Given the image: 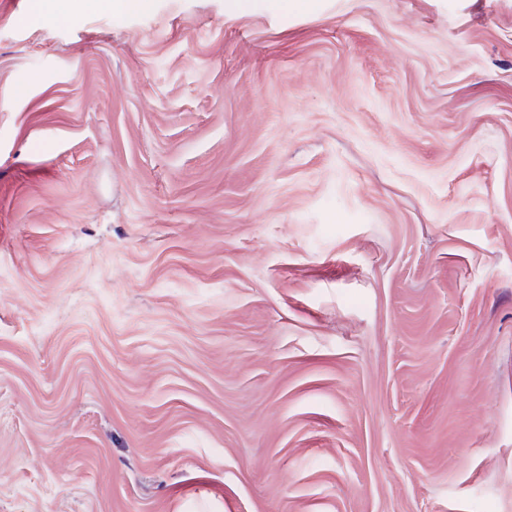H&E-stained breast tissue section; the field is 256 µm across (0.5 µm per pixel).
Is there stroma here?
<instances>
[{
  "label": "stroma",
  "instance_id": "obj_1",
  "mask_svg": "<svg viewBox=\"0 0 512 512\" xmlns=\"http://www.w3.org/2000/svg\"><path fill=\"white\" fill-rule=\"evenodd\" d=\"M0 0V512H512V0ZM73 10L89 8H111L116 11H145L151 7V0H71ZM266 9L272 13L307 14L316 12L322 0H263Z\"/></svg>",
  "mask_w": 512,
  "mask_h": 512
}]
</instances>
